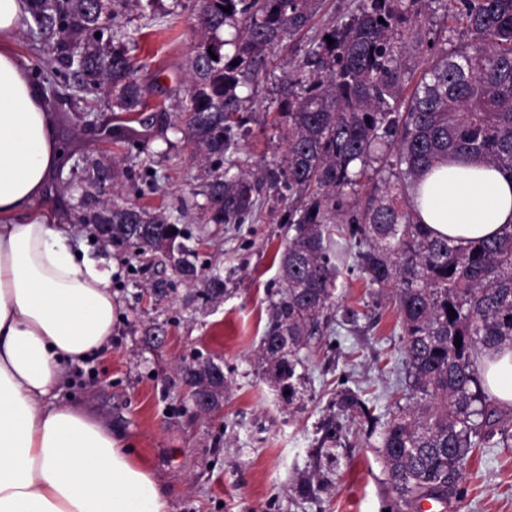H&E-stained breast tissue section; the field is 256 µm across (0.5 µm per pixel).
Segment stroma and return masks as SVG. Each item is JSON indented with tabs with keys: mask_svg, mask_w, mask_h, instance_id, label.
Returning a JSON list of instances; mask_svg holds the SVG:
<instances>
[{
	"mask_svg": "<svg viewBox=\"0 0 512 512\" xmlns=\"http://www.w3.org/2000/svg\"><path fill=\"white\" fill-rule=\"evenodd\" d=\"M197 9V0H133L116 19L136 32L137 75L153 85L149 110L129 117L140 145L99 137L98 128L127 117L112 111L110 94L85 92L79 74L68 71L62 79L72 104L46 96L69 165L50 178L43 204L62 223L80 226V191L70 165L85 157L119 160L124 175L115 193L166 210L189 235L204 274L223 277L224 300H196V285L179 281L160 255L136 256L98 238L88 242L90 257L114 265L118 317L110 349L72 368L65 393L133 443L170 512H410L397 505L378 448L394 394L406 386L393 305L380 300L358 270L340 264L336 320L302 350L298 393L285 402L260 358L288 242L283 207L267 202L251 224L203 223L194 146L150 121V109L169 102L188 77ZM426 16L430 29L445 30L446 38L421 46L418 60L470 40L462 21L447 18L444 0H432ZM285 146L264 113H250L239 157L273 162ZM157 279L173 282V292L150 295ZM208 358L223 364L229 386L222 411L200 415L182 369ZM346 394L358 405L343 411L338 401ZM448 499L453 512H512V451L472 449Z\"/></svg>",
	"mask_w": 512,
	"mask_h": 512,
	"instance_id": "35a3bbf8",
	"label": "stroma"
}]
</instances>
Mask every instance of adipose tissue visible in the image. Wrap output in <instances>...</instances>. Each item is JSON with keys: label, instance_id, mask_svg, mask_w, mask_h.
<instances>
[{"label": "adipose tissue", "instance_id": "ef3b65f1", "mask_svg": "<svg viewBox=\"0 0 512 512\" xmlns=\"http://www.w3.org/2000/svg\"><path fill=\"white\" fill-rule=\"evenodd\" d=\"M27 0H0V512H169L121 433L62 399L66 372L110 347L117 304L104 259L39 211L63 156L42 87L14 37ZM417 216L459 246L512 231V177L489 164L435 168Z\"/></svg>", "mask_w": 512, "mask_h": 512}]
</instances>
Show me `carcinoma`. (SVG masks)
<instances>
[{
  "instance_id": "1",
  "label": "carcinoma",
  "mask_w": 512,
  "mask_h": 512,
  "mask_svg": "<svg viewBox=\"0 0 512 512\" xmlns=\"http://www.w3.org/2000/svg\"><path fill=\"white\" fill-rule=\"evenodd\" d=\"M126 2L30 0L28 13L39 33L58 31L52 52L62 68L76 67L89 91L107 86L112 107L131 113L143 111L149 92L126 46L133 39L123 30L110 45L102 38L112 6ZM421 2L358 0L351 14L316 30L325 0H198L188 81L170 106L205 162L204 223L251 224L266 200L285 203L281 223L292 235L261 351L288 399L301 350L335 314L332 225H346L354 266L395 301L409 394L395 402L380 448L397 500L410 507L448 497L471 449L512 448V416L483 388L484 357L512 347V232L462 248L420 223L412 204L426 176L450 160L488 163L512 177V0H449L473 38L426 67L408 93L424 38ZM226 26L234 29L229 40L220 37ZM285 49L288 71L261 109L287 151L246 172L225 157L238 150L253 86ZM101 133L137 140L124 125ZM77 172L86 223L111 225L109 242L135 255L170 243L162 257L179 280H199L170 215L102 198L123 174L119 162L86 158ZM202 280V298H224L220 275ZM215 369L224 372L206 360L183 373L202 381Z\"/></svg>"
}]
</instances>
